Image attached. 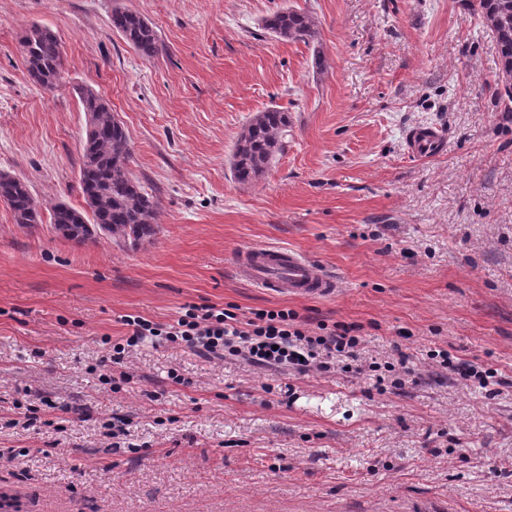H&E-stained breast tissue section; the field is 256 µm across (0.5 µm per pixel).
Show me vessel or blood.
<instances>
[{"instance_id":"1","label":"vessel or blood","mask_w":512,"mask_h":512,"mask_svg":"<svg viewBox=\"0 0 512 512\" xmlns=\"http://www.w3.org/2000/svg\"><path fill=\"white\" fill-rule=\"evenodd\" d=\"M443 135L433 128L414 130L408 150L424 158L442 148ZM235 268L253 285L282 296L321 299L335 295L336 279L304 254L287 248L251 247L237 256Z\"/></svg>"}]
</instances>
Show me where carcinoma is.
<instances>
[{"label": "carcinoma", "instance_id": "cac0c4a2", "mask_svg": "<svg viewBox=\"0 0 512 512\" xmlns=\"http://www.w3.org/2000/svg\"><path fill=\"white\" fill-rule=\"evenodd\" d=\"M472 7L482 25L497 33L493 48L500 58L501 82L512 98V0H475ZM112 27L143 57L159 53V38L152 24L139 13L116 5ZM263 28L283 41L317 40L314 18L293 9L263 19ZM23 58L30 79L52 92L60 84L63 59L57 35L47 27L31 26L22 38ZM87 115L86 138L80 164V188L86 209L66 203L51 207L50 223L71 239H84L95 228L119 240L138 241L154 232L158 203L135 180L129 169L132 140L111 106L90 89H80ZM288 113L276 106L257 112L237 135L231 158L236 180L261 178L280 150V137L288 127ZM0 200L8 205L16 224H39L42 207L26 182L0 173Z\"/></svg>", "mask_w": 512, "mask_h": 512}]
</instances>
